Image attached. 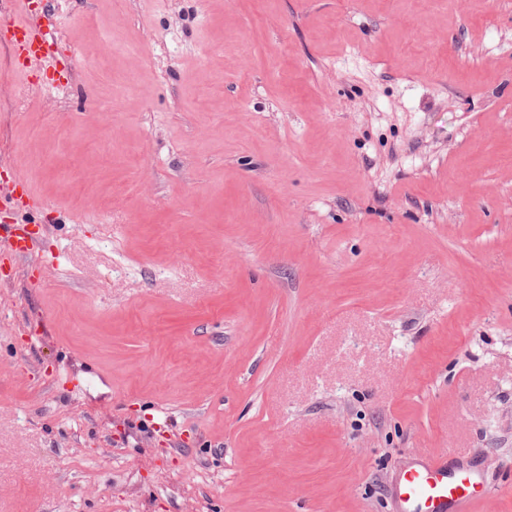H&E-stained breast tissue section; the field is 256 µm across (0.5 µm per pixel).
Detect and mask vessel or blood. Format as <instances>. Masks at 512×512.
Wrapping results in <instances>:
<instances>
[{
    "mask_svg": "<svg viewBox=\"0 0 512 512\" xmlns=\"http://www.w3.org/2000/svg\"><path fill=\"white\" fill-rule=\"evenodd\" d=\"M50 7V0H0V42L10 46L17 73L48 60L54 36L36 22L35 15ZM0 245L18 259L31 252L34 238L22 235L16 225L2 224ZM476 484L471 470L449 466L444 458H429L403 472L394 496L399 512H470Z\"/></svg>",
    "mask_w": 512,
    "mask_h": 512,
    "instance_id": "obj_1",
    "label": "vessel or blood"
}]
</instances>
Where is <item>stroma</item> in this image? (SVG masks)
Returning a JSON list of instances; mask_svg holds the SVG:
<instances>
[{
  "mask_svg": "<svg viewBox=\"0 0 512 512\" xmlns=\"http://www.w3.org/2000/svg\"><path fill=\"white\" fill-rule=\"evenodd\" d=\"M0 47V512H512V0H55ZM33 0L0 1V41L10 46L18 74L31 64L49 60L53 34L35 21L38 7ZM0 243L9 249L13 259L28 255L35 244L33 234L22 236L21 230L14 224L0 225ZM476 479L471 470L448 466L447 458L419 460L403 472L395 488L398 510L470 512Z\"/></svg>",
  "mask_w": 512,
  "mask_h": 512,
  "instance_id": "obj_1",
  "label": "stroma"
}]
</instances>
